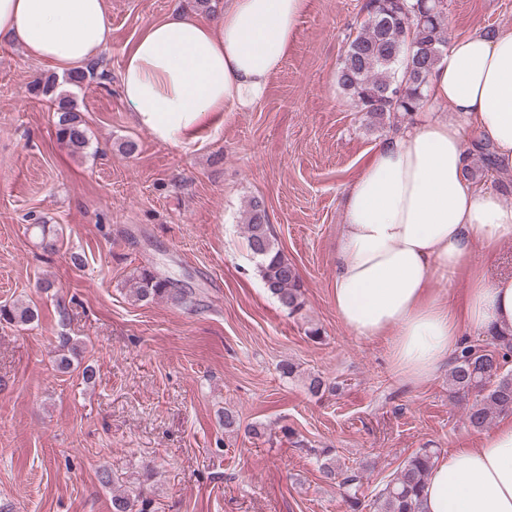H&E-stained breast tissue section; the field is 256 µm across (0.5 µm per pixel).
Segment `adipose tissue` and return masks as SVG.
Listing matches in <instances>:
<instances>
[{"label": "adipose tissue", "mask_w": 512, "mask_h": 512, "mask_svg": "<svg viewBox=\"0 0 512 512\" xmlns=\"http://www.w3.org/2000/svg\"><path fill=\"white\" fill-rule=\"evenodd\" d=\"M309 0H227L217 20L177 14L150 22L126 53L121 91L134 123L156 141L197 139L228 112L266 95ZM112 34L105 0H0V41L62 72L81 69ZM491 143L512 172V30L451 41L430 74L415 120L375 145L343 196L332 295L342 324L388 337L395 370L429 380L464 331H512V275L487 277L512 240V208L475 189L464 131ZM464 286L440 294L439 283ZM424 512H512V415L472 448L437 455Z\"/></svg>", "instance_id": "1"}]
</instances>
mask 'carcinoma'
<instances>
[{"mask_svg":"<svg viewBox=\"0 0 512 512\" xmlns=\"http://www.w3.org/2000/svg\"><path fill=\"white\" fill-rule=\"evenodd\" d=\"M366 17L341 58L335 73L336 84L363 113L367 125L383 129L393 112L412 115L420 108L423 87L440 54L448 46V29L443 15L433 10L429 0H369ZM55 106V134L74 151L87 146V132L76 113L71 95L58 93ZM483 167L468 169L471 181H480L491 168L493 152L488 143L478 144ZM248 247L257 259L258 271L266 290L280 306L294 315L304 307L301 281L294 265L276 247L266 208L252 199L246 210ZM138 301L166 300L188 305L192 295L168 277L144 268L133 288ZM39 316L30 306H0V321L27 325ZM54 361L59 371L75 370L74 359L83 352L82 344L62 331L55 337ZM512 333L494 336V349L463 344L454 353L448 373L451 400L463 406L468 426L484 428L494 412L512 410ZM317 455L322 477L345 491L350 512L366 508L358 496L362 476L336 465L332 450L308 449ZM437 450L421 448L413 453L394 478L379 491L373 502L376 512H423L422 490ZM150 500L144 490L112 491L113 512H147Z\"/></svg>","mask_w":512,"mask_h":512,"instance_id":"cac0c4a2","label":"carcinoma"}]
</instances>
